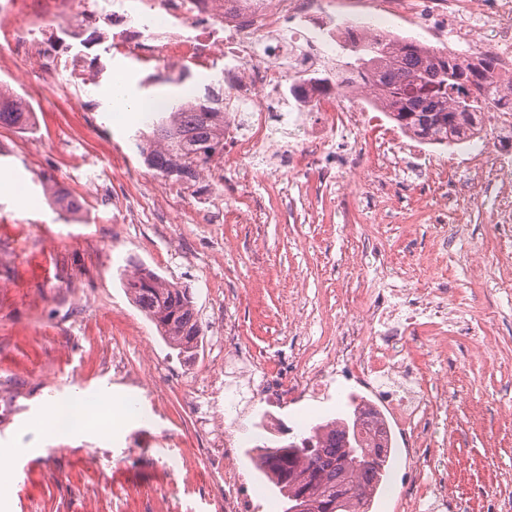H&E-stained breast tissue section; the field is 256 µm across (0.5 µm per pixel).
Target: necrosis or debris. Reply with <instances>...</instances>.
<instances>
[{"mask_svg": "<svg viewBox=\"0 0 512 512\" xmlns=\"http://www.w3.org/2000/svg\"><path fill=\"white\" fill-rule=\"evenodd\" d=\"M126 0H0V50L21 57L40 56L48 77L52 46L41 38L39 24L81 13L112 21L116 52L137 51L145 63H190L209 68L223 55L219 81L224 96L237 106L224 113V153L211 164V174L233 173L258 152H266L273 173L288 169L310 176L324 190L343 173L360 166V153L330 157L328 147L345 141L372 143L374 132L400 142L397 130L385 126L382 106L361 99L363 79L342 73L339 81L322 83L319 74L336 62L338 42L369 39L381 25L398 23L426 39L461 48L478 33H489L498 58L494 103L480 145L462 146L439 160L440 167L467 155L474 180L497 188L500 200L494 221L503 240L512 239V152L493 149L496 137L512 134V0H494L491 10L478 0H139L129 13ZM358 20V27L341 26L337 14ZM287 100L293 115L290 140L272 142L270 105ZM371 342L361 350V338L350 334L330 350V369L349 372L369 388L393 418L407 442L420 434L423 420L437 416L439 392L421 372L409 367L398 341L445 336L453 327L416 299L414 289H391L366 311ZM328 372L312 371L301 381L256 382L260 398L287 401L321 391ZM239 448L232 432L214 437L206 451L209 462L224 469V512H254L243 474L236 466ZM458 495L436 468L410 470L403 512H455Z\"/></svg>", "mask_w": 512, "mask_h": 512, "instance_id": "1", "label": "necrosis or debris"}]
</instances>
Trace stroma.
<instances>
[{"instance_id": "1", "label": "stroma", "mask_w": 512, "mask_h": 512, "mask_svg": "<svg viewBox=\"0 0 512 512\" xmlns=\"http://www.w3.org/2000/svg\"><path fill=\"white\" fill-rule=\"evenodd\" d=\"M81 18L60 19L54 34L70 40L93 74L65 94L36 83L34 65L0 60V84L25 96L31 126H0V512H224V491L211 478L197 429L183 400L187 384L205 385L218 336L234 331L247 363L228 359L225 390H206L215 420L231 422L251 404L253 444L285 442L311 425L347 417L364 387L337 377L327 395L273 406L254 397L261 374L297 377L324 368L371 289L383 283L426 289L449 311L477 323V341L447 338L403 350L426 372L446 403L430 428V445L448 451L443 465L458 490L460 512H512V248L501 249L491 222L497 201L480 190L465 222L431 224L419 217L440 203L433 181L457 192L460 166L435 170L398 150L391 218H375L367 181L342 197L283 178L270 196L264 157L246 163L251 196L214 182V205L234 224L201 217L193 197L155 219L162 177L148 170L134 138L146 117L117 121L112 83L128 84V103L205 96L218 83L196 67L175 71L141 64L112 50V27L98 23L90 46L73 40ZM77 199L61 212L52 192ZM144 265L191 293L204 338L193 354L170 348L126 294L121 275ZM108 392L139 405L129 420L112 417L102 441L57 442L50 427L32 428L43 405ZM387 475L371 512H400L392 488L407 470L401 437H393ZM185 454L169 472L166 454ZM245 453L238 466L261 512H283L277 488ZM170 488L167 498L159 486Z\"/></svg>"}]
</instances>
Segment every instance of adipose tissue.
Listing matches in <instances>:
<instances>
[{
    "instance_id": "obj_1",
    "label": "adipose tissue",
    "mask_w": 512,
    "mask_h": 512,
    "mask_svg": "<svg viewBox=\"0 0 512 512\" xmlns=\"http://www.w3.org/2000/svg\"><path fill=\"white\" fill-rule=\"evenodd\" d=\"M128 413L126 400L103 397L96 400L52 401L41 418L58 421L57 438L62 442L90 440L107 434L113 412Z\"/></svg>"
}]
</instances>
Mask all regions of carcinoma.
<instances>
[{
    "label": "carcinoma",
    "instance_id": "obj_1",
    "mask_svg": "<svg viewBox=\"0 0 512 512\" xmlns=\"http://www.w3.org/2000/svg\"><path fill=\"white\" fill-rule=\"evenodd\" d=\"M343 50L344 66L363 74L402 131L448 142L479 133L496 68L492 52L479 51L462 61L398 35L347 43ZM30 115L23 98L0 89V126L23 127ZM136 147L147 168L161 177L193 181L224 152V103L214 96L177 99L153 120L150 132L138 135ZM143 271L139 266L124 275L126 292L171 348L193 351L204 330L188 289L154 271L146 286ZM366 414L372 412L356 404L350 416L317 424L298 442L261 446L259 469L285 500L304 496L312 505L307 512H368L392 441L358 432Z\"/></svg>",
    "mask_w": 512,
    "mask_h": 512
}]
</instances>
